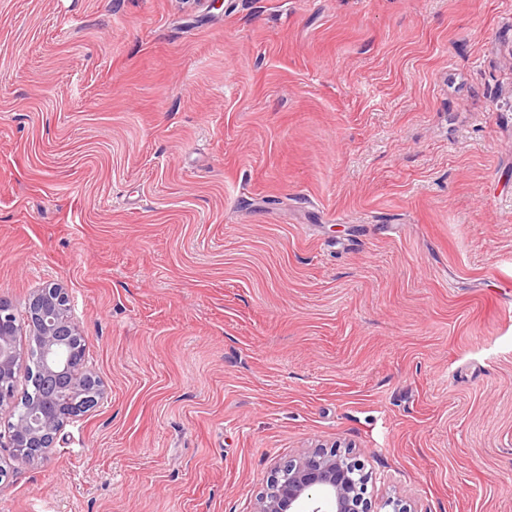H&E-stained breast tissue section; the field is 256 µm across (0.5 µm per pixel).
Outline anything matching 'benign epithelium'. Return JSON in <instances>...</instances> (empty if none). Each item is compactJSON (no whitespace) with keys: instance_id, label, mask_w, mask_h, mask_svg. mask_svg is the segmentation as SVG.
<instances>
[{"instance_id":"obj_1","label":"benign epithelium","mask_w":512,"mask_h":512,"mask_svg":"<svg viewBox=\"0 0 512 512\" xmlns=\"http://www.w3.org/2000/svg\"><path fill=\"white\" fill-rule=\"evenodd\" d=\"M22 334L39 344L41 385L52 392V400L36 402L17 415L0 447L11 449L15 463L30 465L53 459L65 424L95 408L104 392L78 356L74 340L81 334L71 318L67 292L49 284L29 298L23 320L0 298V406L14 398L22 358L16 338ZM367 485L363 466L349 452L318 447L278 467L253 512H324L326 507L330 512H374Z\"/></svg>"}]
</instances>
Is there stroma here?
I'll return each instance as SVG.
<instances>
[{"label":"stroma","mask_w":512,"mask_h":512,"mask_svg":"<svg viewBox=\"0 0 512 512\" xmlns=\"http://www.w3.org/2000/svg\"><path fill=\"white\" fill-rule=\"evenodd\" d=\"M103 399L0 512H512V0H0V296ZM339 448L318 447L278 467L253 512H374L363 466Z\"/></svg>","instance_id":"obj_1"}]
</instances>
